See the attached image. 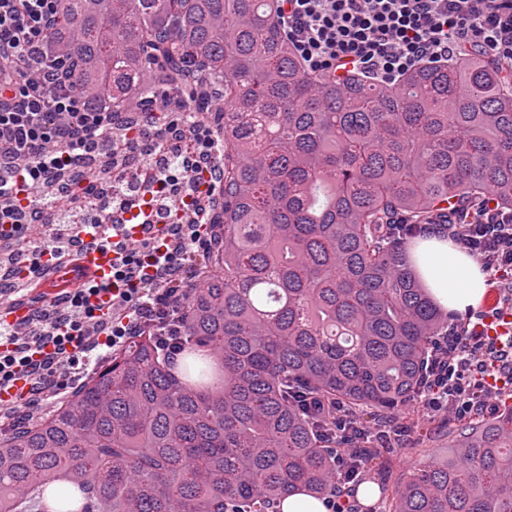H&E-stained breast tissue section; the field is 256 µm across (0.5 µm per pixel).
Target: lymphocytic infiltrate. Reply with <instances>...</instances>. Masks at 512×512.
Wrapping results in <instances>:
<instances>
[{
    "label": "lymphocytic infiltrate",
    "mask_w": 512,
    "mask_h": 512,
    "mask_svg": "<svg viewBox=\"0 0 512 512\" xmlns=\"http://www.w3.org/2000/svg\"><path fill=\"white\" fill-rule=\"evenodd\" d=\"M60 11L61 0H0V146L28 159L0 177V197L13 200L0 207V237L22 247L29 221L15 198L74 165L113 124L111 113L86 109L67 88L62 66L46 63L34 76L24 68L32 52L45 46ZM278 22L306 70L327 79L359 72L391 85L423 63L451 60L467 48L491 56L512 78V0H279ZM49 142L58 143V150H46ZM222 146L212 129L193 127L186 151L193 164L176 174L151 169L144 175V195L115 197L118 208L139 205L131 218L135 224L154 223L157 196L171 180L181 181L185 201L169 208L171 222L161 237L132 242L126 225H113L111 282L86 281L48 304L43 314L51 326L44 335L22 336L0 323V388L26 379L24 407L42 409L88 371L91 349L109 356L145 330L167 328L192 286L194 258L212 240V215L198 199L208 183L207 166ZM183 210L192 213L190 223L180 221ZM436 230L480 260L490 285L512 278L511 209L487 198L476 212L459 210ZM104 293L111 300L106 319L96 302ZM101 323L104 339L91 342L90 327ZM490 357L500 361V375L488 373ZM435 370L422 401L426 412H488L503 385L512 384V336L489 340L470 329L449 335Z\"/></svg>",
    "instance_id": "f902f5d3"
}]
</instances>
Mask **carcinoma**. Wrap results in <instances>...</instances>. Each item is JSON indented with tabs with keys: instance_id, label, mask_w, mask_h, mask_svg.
Here are the masks:
<instances>
[{
	"instance_id": "1",
	"label": "carcinoma",
	"mask_w": 512,
	"mask_h": 512,
	"mask_svg": "<svg viewBox=\"0 0 512 512\" xmlns=\"http://www.w3.org/2000/svg\"><path fill=\"white\" fill-rule=\"evenodd\" d=\"M278 0H62L49 56L118 123L103 174L122 182L147 91L188 122H222L216 246L178 323L180 372L150 330L65 400L3 423L0 512L55 493L63 512H270L334 490L325 421L298 397L340 404L349 442L434 382L448 314L404 246L416 229L491 195L512 208V86L485 54L425 65L395 86L305 70ZM59 210L41 213L42 238ZM384 441L351 470L386 468ZM388 512H512V408L462 427L445 462L393 485Z\"/></svg>"
}]
</instances>
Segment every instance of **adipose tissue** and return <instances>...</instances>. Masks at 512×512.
I'll list each match as a JSON object with an SVG mask.
<instances>
[{
    "label": "adipose tissue",
    "instance_id": "1",
    "mask_svg": "<svg viewBox=\"0 0 512 512\" xmlns=\"http://www.w3.org/2000/svg\"><path fill=\"white\" fill-rule=\"evenodd\" d=\"M412 264L424 281L431 299L448 312L465 315L485 296V275L463 249L432 233L411 247Z\"/></svg>",
    "mask_w": 512,
    "mask_h": 512
}]
</instances>
